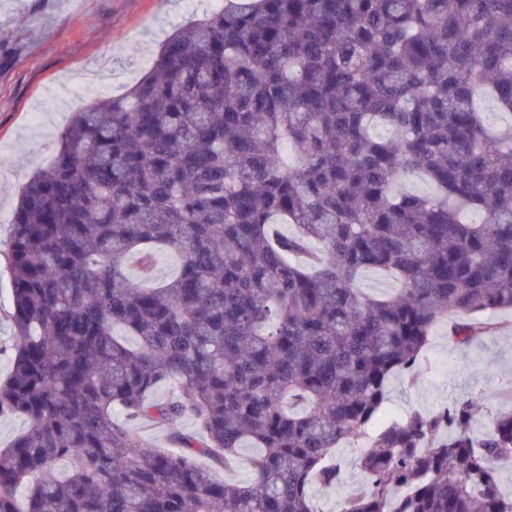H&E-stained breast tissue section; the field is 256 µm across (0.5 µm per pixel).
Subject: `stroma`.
<instances>
[{
  "label": "stroma",
  "instance_id": "obj_1",
  "mask_svg": "<svg viewBox=\"0 0 512 512\" xmlns=\"http://www.w3.org/2000/svg\"><path fill=\"white\" fill-rule=\"evenodd\" d=\"M210 6V0H0V211L12 212L33 170L53 162L71 118L66 103L90 74H107L112 95L124 93L151 66L160 42L204 18ZM8 236L0 223V378L12 366ZM491 319L496 334L467 347L438 326L414 378L393 381L385 417L431 412L472 395L484 425L512 407L502 395L512 387V311ZM339 453L347 462L342 486L313 490L321 512H336L340 497L365 483L355 465L358 449Z\"/></svg>",
  "mask_w": 512,
  "mask_h": 512
}]
</instances>
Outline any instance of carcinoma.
<instances>
[{
  "mask_svg": "<svg viewBox=\"0 0 512 512\" xmlns=\"http://www.w3.org/2000/svg\"><path fill=\"white\" fill-rule=\"evenodd\" d=\"M481 93L512 116V0H224L75 113L10 224L0 415L29 427L0 448V512H320L311 488L362 441L337 512H512V409L478 431L463 397L370 432L438 324L465 346L512 311V123ZM415 174L430 192L400 187ZM157 246L182 257L168 281ZM367 271L400 288L363 293ZM245 442L253 479L217 478ZM126 421V420H125ZM137 439L151 447L168 448L169 432L149 421H126Z\"/></svg>",
  "mask_w": 512,
  "mask_h": 512,
  "instance_id": "1",
  "label": "carcinoma"
}]
</instances>
